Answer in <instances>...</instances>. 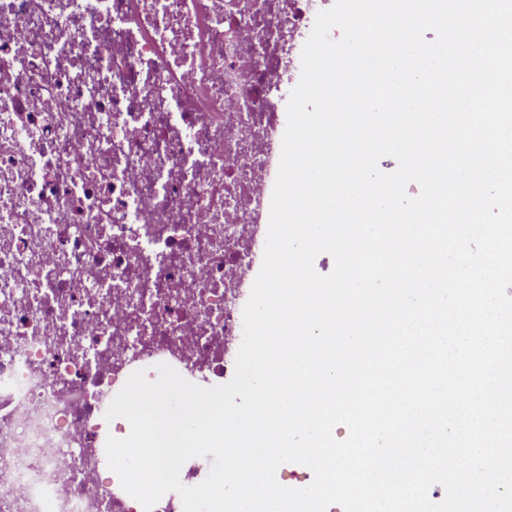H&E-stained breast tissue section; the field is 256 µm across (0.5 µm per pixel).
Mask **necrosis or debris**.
I'll return each instance as SVG.
<instances>
[{
    "label": "necrosis or debris",
    "instance_id": "1",
    "mask_svg": "<svg viewBox=\"0 0 512 512\" xmlns=\"http://www.w3.org/2000/svg\"><path fill=\"white\" fill-rule=\"evenodd\" d=\"M324 0H0V512H138L131 373L234 374L278 94Z\"/></svg>",
    "mask_w": 512,
    "mask_h": 512
}]
</instances>
